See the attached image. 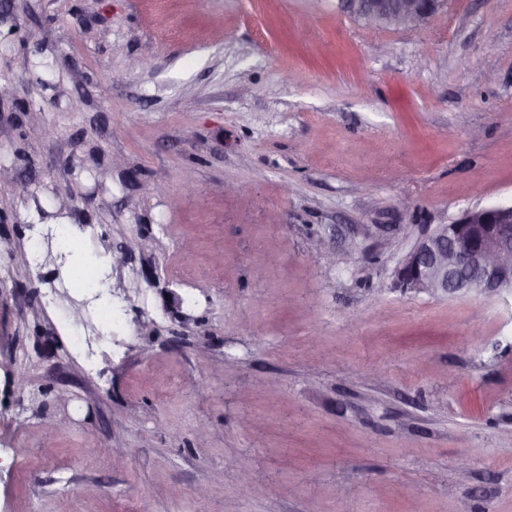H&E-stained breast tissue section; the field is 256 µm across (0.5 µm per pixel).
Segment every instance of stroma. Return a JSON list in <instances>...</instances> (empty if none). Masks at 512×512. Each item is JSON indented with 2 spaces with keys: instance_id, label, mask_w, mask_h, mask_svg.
Segmentation results:
<instances>
[{
  "instance_id": "obj_1",
  "label": "stroma",
  "mask_w": 512,
  "mask_h": 512,
  "mask_svg": "<svg viewBox=\"0 0 512 512\" xmlns=\"http://www.w3.org/2000/svg\"><path fill=\"white\" fill-rule=\"evenodd\" d=\"M1 86L0 512H512V299L394 286L512 202V0H0ZM340 7L370 27L417 26L438 13L446 0H338Z\"/></svg>"
}]
</instances>
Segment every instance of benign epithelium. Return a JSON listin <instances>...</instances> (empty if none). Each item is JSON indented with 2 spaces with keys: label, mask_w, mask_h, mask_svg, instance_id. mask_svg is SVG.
Masks as SVG:
<instances>
[{
  "label": "benign epithelium",
  "mask_w": 512,
  "mask_h": 512,
  "mask_svg": "<svg viewBox=\"0 0 512 512\" xmlns=\"http://www.w3.org/2000/svg\"><path fill=\"white\" fill-rule=\"evenodd\" d=\"M340 7L370 27L417 26L438 13L445 0H339ZM458 283L486 298L512 296V204L465 211L436 224L402 258L397 287L446 297Z\"/></svg>",
  "instance_id": "1"
}]
</instances>
